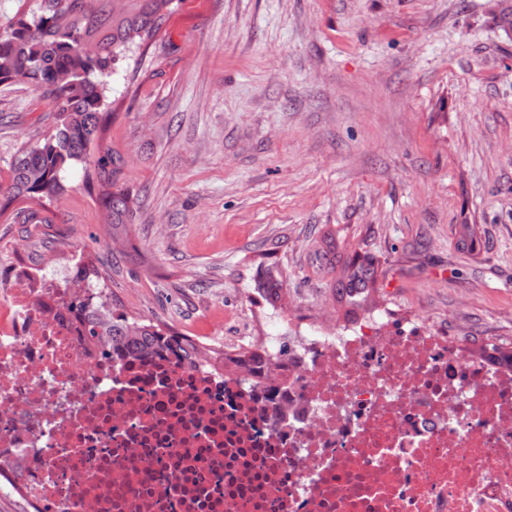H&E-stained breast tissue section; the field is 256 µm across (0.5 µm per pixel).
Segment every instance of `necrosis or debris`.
<instances>
[{"label": "necrosis or debris", "instance_id": "obj_1", "mask_svg": "<svg viewBox=\"0 0 512 512\" xmlns=\"http://www.w3.org/2000/svg\"><path fill=\"white\" fill-rule=\"evenodd\" d=\"M0 303V476L34 512H512V364L387 311L233 372L131 363L58 306Z\"/></svg>", "mask_w": 512, "mask_h": 512}]
</instances>
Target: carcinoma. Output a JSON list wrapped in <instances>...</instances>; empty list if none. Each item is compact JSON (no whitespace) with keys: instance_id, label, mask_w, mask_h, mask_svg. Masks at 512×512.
I'll return each instance as SVG.
<instances>
[{"instance_id":"carcinoma-1","label":"carcinoma","mask_w":512,"mask_h":512,"mask_svg":"<svg viewBox=\"0 0 512 512\" xmlns=\"http://www.w3.org/2000/svg\"><path fill=\"white\" fill-rule=\"evenodd\" d=\"M173 2L41 0L40 14L30 21L21 16L0 31V84L22 76L52 99L56 112L43 141L17 150L9 183H0V196L39 201L64 192V173L89 163V145L103 128L118 62L159 32ZM94 170L112 237L126 239L134 208L129 193L116 188L118 160L109 165L99 158ZM377 267L370 253L355 254L340 268L335 295L350 306H360L375 287ZM259 292L272 305L281 301L277 267L269 266L259 275ZM63 307L85 320L91 341L120 356L141 359L176 349L183 352L191 345L188 337L167 327L115 313L100 292H80ZM250 355L249 348L235 353L208 349L213 368L236 366Z\"/></svg>"}]
</instances>
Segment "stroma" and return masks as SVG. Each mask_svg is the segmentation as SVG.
I'll list each match as a JSON object with an SVG mask.
<instances>
[{"instance_id":"35a3bbf8","label":"stroma","mask_w":512,"mask_h":512,"mask_svg":"<svg viewBox=\"0 0 512 512\" xmlns=\"http://www.w3.org/2000/svg\"><path fill=\"white\" fill-rule=\"evenodd\" d=\"M109 110L90 154L121 161L133 249L102 240L78 165L41 223L0 215V289L85 271L113 309L233 350L364 316L335 299L331 239L339 261L378 258L380 308L512 346V33L493 0H174ZM54 117L0 84V181ZM272 263L275 308L255 285Z\"/></svg>"}]
</instances>
